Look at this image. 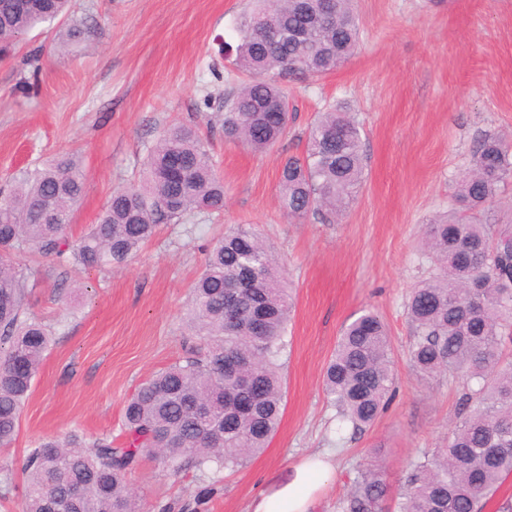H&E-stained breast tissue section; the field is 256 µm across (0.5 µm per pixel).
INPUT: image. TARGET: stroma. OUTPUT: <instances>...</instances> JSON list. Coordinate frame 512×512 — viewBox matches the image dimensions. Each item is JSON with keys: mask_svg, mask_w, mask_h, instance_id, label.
Segmentation results:
<instances>
[{"mask_svg": "<svg viewBox=\"0 0 512 512\" xmlns=\"http://www.w3.org/2000/svg\"><path fill=\"white\" fill-rule=\"evenodd\" d=\"M247 0H74L71 18L44 24L0 54V188L12 174L73 152L86 176L72 215L80 235L115 187L133 180L174 124L196 120L224 178V212L165 224L126 266L39 270L30 310L51 346L9 448L0 449V512H21L29 448L75 433H119L123 408L154 372L185 357L190 288L207 248L230 228L274 245L295 292L284 402L268 448L236 472L174 475L147 456L128 473L142 512H250L282 489L302 460L320 458L309 512H341L368 464L392 491L456 423L457 383L424 379L409 359L405 303L434 266L421 241L447 211L455 179L487 134L512 132V0H357L362 42L336 71L288 85L285 139L256 153L226 140L215 115L248 79L225 60ZM83 34L68 36L72 24ZM345 103L363 129L365 180L334 224L291 220L278 201L283 157L302 154L316 112ZM388 326L396 395L375 424L341 426L322 383L344 327L362 310ZM212 494L203 505L194 497Z\"/></svg>", "mask_w": 512, "mask_h": 512, "instance_id": "stroma-1", "label": "stroma"}]
</instances>
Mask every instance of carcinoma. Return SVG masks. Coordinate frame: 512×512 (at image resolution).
<instances>
[{
	"mask_svg": "<svg viewBox=\"0 0 512 512\" xmlns=\"http://www.w3.org/2000/svg\"><path fill=\"white\" fill-rule=\"evenodd\" d=\"M70 0H0V34L23 36L66 13ZM265 24L280 33L260 37ZM233 65L249 80L224 97V138L262 153L288 133L281 82L335 71L356 52L354 0H252L238 24ZM365 175L360 123L345 106L316 114L305 155L280 165L279 199L291 220L324 224L354 199ZM512 177V137L477 142L459 173L451 208L427 225L425 248L435 273L406 304L413 336L409 356L426 377L462 380L457 422L439 448L411 464L397 512H482V503L512 474V219L501 215V187ZM85 179L64 154L18 171L0 196V448L18 431L21 411L51 344L46 325L28 312L39 271L19 261L36 252L60 266L118 269L163 224L224 212V180L191 123H178L153 144L142 178L113 190L98 222L78 239L70 219ZM278 257L252 230L238 227L208 251L193 283L190 327L203 340L191 356L140 383L124 407L123 441L91 443L77 435L44 439L28 452L22 512H140L125 477L155 449L179 471L234 470L268 447L283 407L282 371L292 311ZM328 397L353 430L371 426L395 390L391 341L368 310L343 330L324 372ZM207 405L209 413L200 412ZM390 486L368 466L342 512H383Z\"/></svg>",
	"mask_w": 512,
	"mask_h": 512,
	"instance_id": "obj_1",
	"label": "carcinoma"
}]
</instances>
